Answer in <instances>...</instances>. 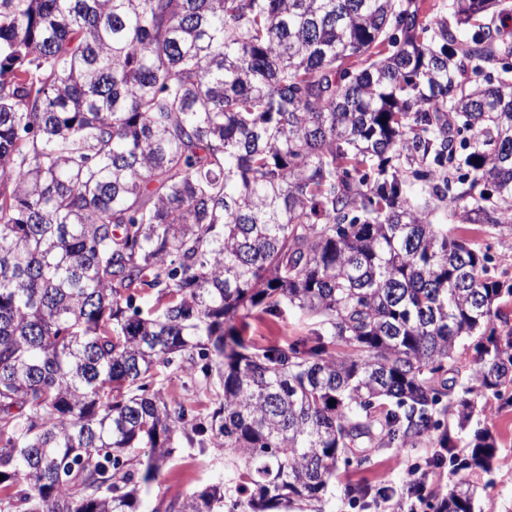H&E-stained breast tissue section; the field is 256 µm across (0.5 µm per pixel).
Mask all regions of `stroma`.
<instances>
[{
    "label": "stroma",
    "instance_id": "stroma-1",
    "mask_svg": "<svg viewBox=\"0 0 512 512\" xmlns=\"http://www.w3.org/2000/svg\"><path fill=\"white\" fill-rule=\"evenodd\" d=\"M316 326L300 313L287 309L278 317L253 318L245 331L247 338L257 344H286L296 338L312 335ZM488 429L494 440L496 456L489 472L470 476L469 472L454 470L450 465L435 464L436 448L426 441L406 448L368 449V460L357 466H341L328 487L325 512H434L432 505L412 504L409 498L397 494L387 501L367 504L353 503L345 488L349 485L370 484L390 486L397 491L405 483L409 468H417L428 489L446 493L449 487L463 480H471L475 487L474 512H512V407L500 406L495 398H488L486 409L475 412L468 430L462 431L458 454H465L464 444L473 429ZM224 473V453L210 448L205 452L177 453L174 461L164 469L151 486L146 498L148 506H156L174 491L193 492Z\"/></svg>",
    "mask_w": 512,
    "mask_h": 512
}]
</instances>
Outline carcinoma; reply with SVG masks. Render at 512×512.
Returning a JSON list of instances; mask_svg holds the SVG:
<instances>
[{"label": "carcinoma", "instance_id": "obj_1", "mask_svg": "<svg viewBox=\"0 0 512 512\" xmlns=\"http://www.w3.org/2000/svg\"><path fill=\"white\" fill-rule=\"evenodd\" d=\"M435 9L0 0V512H142L208 444L224 480L151 512H323L339 463L419 440L490 469L485 429L453 452L444 375L478 335L458 427L512 407V283L432 205L512 236V0ZM290 306L313 338L236 329ZM173 369L217 407L188 414Z\"/></svg>", "mask_w": 512, "mask_h": 512}]
</instances>
